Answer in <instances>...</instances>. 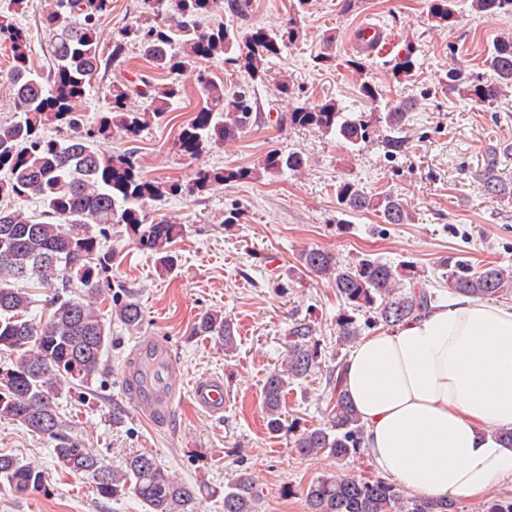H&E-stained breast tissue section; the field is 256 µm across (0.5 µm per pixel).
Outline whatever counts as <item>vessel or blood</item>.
Returning <instances> with one entry per match:
<instances>
[{
  "mask_svg": "<svg viewBox=\"0 0 512 512\" xmlns=\"http://www.w3.org/2000/svg\"><path fill=\"white\" fill-rule=\"evenodd\" d=\"M354 41L356 48L373 53L384 51L389 38L378 25L366 23L355 30ZM179 371L177 362L156 338L147 336L141 340L127 367V377L132 382V400L140 414L147 417L170 416L180 393ZM191 396L210 414L219 415L224 411L221 378L197 381Z\"/></svg>",
  "mask_w": 512,
  "mask_h": 512,
  "instance_id": "1",
  "label": "vessel or blood"
}]
</instances>
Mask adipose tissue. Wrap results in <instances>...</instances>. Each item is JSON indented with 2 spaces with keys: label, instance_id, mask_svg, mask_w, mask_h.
I'll return each instance as SVG.
<instances>
[{
  "label": "adipose tissue",
  "instance_id": "1",
  "mask_svg": "<svg viewBox=\"0 0 512 512\" xmlns=\"http://www.w3.org/2000/svg\"><path fill=\"white\" fill-rule=\"evenodd\" d=\"M343 389L377 472L434 499L480 497L512 481V306L457 295L364 337Z\"/></svg>",
  "mask_w": 512,
  "mask_h": 512
}]
</instances>
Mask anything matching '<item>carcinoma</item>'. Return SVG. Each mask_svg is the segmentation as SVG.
<instances>
[{"label": "carcinoma", "mask_w": 512, "mask_h": 512, "mask_svg": "<svg viewBox=\"0 0 512 512\" xmlns=\"http://www.w3.org/2000/svg\"><path fill=\"white\" fill-rule=\"evenodd\" d=\"M27 0H0V47L8 52L9 67L0 78L11 86L14 119L0 125V353L17 360L0 367V419L17 421L30 431L55 441L52 456L56 466L72 474L93 478L97 495L117 500L132 492L145 512H197L202 490L179 480L147 452L134 453L117 468L74 435L62 432L54 400L63 386L88 387L99 373L104 353L112 347L107 320L137 329L143 310L136 295L128 290L113 292L124 284L111 278L112 250L104 245L112 225L122 224L129 239L143 251L156 256L157 266L170 272L177 264L173 243L182 226L168 221L148 222L146 206L168 195L197 196L215 184L297 171L300 154L278 149L266 152L257 167L214 171L200 168L191 182L167 184L147 178L133 152L107 155L99 151V139L119 130L136 137L154 122L161 121L171 102L184 95L174 75L201 62L223 59L250 76L247 83L229 88L206 69L197 72V84L205 105L178 133L176 145L189 157H199L212 146L231 140L257 123L253 83L268 76V59L296 42L300 20L288 16L277 29L253 27L239 32L204 20L220 12L247 18L251 0H157L153 22L134 31L121 30L112 37V50L101 44V20L112 0H50L42 24L52 34V68L34 67L26 37L15 15ZM431 18L440 26L454 21V0H427ZM471 8L482 15L512 14V0H472ZM151 69L171 76L167 83L154 82L142 74L138 81L116 79L110 88L107 111L91 125L81 108L87 87L102 68L126 57L131 43ZM336 37L323 38L319 63L335 60ZM414 47L392 59V70L408 75L420 65ZM490 77H465L452 65L445 74L448 91L483 105L501 98L512 88V36L496 39L484 60ZM148 106L133 112V96ZM293 126L313 127L353 149L367 140L368 124L343 115L330 99L313 107H297L283 117ZM406 120L405 109L395 106L379 113L378 122L398 131ZM67 130L59 139L48 129ZM491 154L478 174L480 188L491 196L512 197V188L496 173ZM337 201L345 212L372 210L385 224H406L411 213L402 198L370 195L358 184L343 181ZM34 198L40 211L4 205L6 200ZM296 270L329 280L336 297L356 312L370 314L367 324L395 327L419 316L435 303V294L411 265L394 266L379 259L363 258L344 263L335 253L320 247H305L296 257ZM442 278L451 292L479 299L512 295V268L499 265L475 267L461 258L443 264ZM29 284L52 294L46 319L29 317ZM108 308L101 313L99 305ZM343 344H354L362 329L357 319L344 312L337 320ZM195 335L210 336L231 353L236 348L233 323L218 310L199 317ZM315 329L306 320L291 324L288 354L283 369L271 372L262 389V410L267 430L278 433L297 426L285 424L283 408L288 386L322 366V347ZM345 362L327 367L329 407L326 421L296 435L294 446L303 456L323 453L344 460L360 456L364 427L342 389ZM0 479L11 490L26 494L41 488L44 470L32 463L0 453ZM223 498L224 512H258L260 492L255 475L238 472L224 486L208 489ZM308 512H459L453 499L433 500L408 497L390 480L377 476L363 480L327 473L304 487Z\"/></svg>", "instance_id": "1"}]
</instances>
